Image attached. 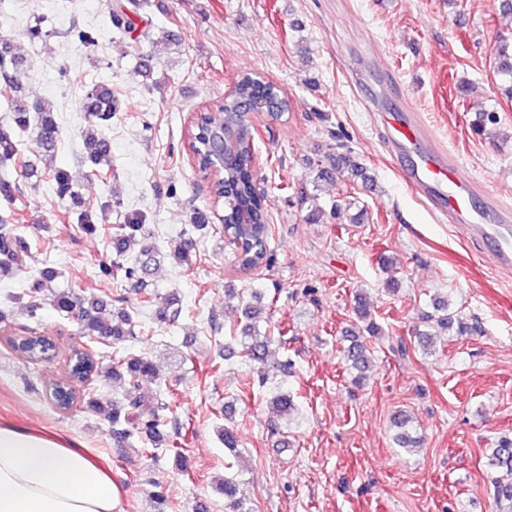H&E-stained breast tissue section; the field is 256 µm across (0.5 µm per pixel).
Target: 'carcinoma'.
I'll list each match as a JSON object with an SVG mask.
<instances>
[{
    "label": "carcinoma",
    "instance_id": "cac0c4a2",
    "mask_svg": "<svg viewBox=\"0 0 512 512\" xmlns=\"http://www.w3.org/2000/svg\"><path fill=\"white\" fill-rule=\"evenodd\" d=\"M499 58L497 90L502 98L512 102V37H502L496 47ZM22 60L15 56L7 39L0 37V101L11 112L9 120L0 124V199L9 205L22 193L20 184L13 181L9 174L22 159L21 136L31 131L36 142L45 155L55 151L59 136L57 123L43 104L30 103L22 93ZM249 99H261L269 108L268 116L278 117L289 111L288 97L273 83L262 80L253 73L237 76L234 93L220 101L213 108L215 112L224 113V125L232 128L236 136V149L224 154L223 174L216 177L210 186V193L219 200L224 208L222 232L228 233L240 244L238 255L234 256L237 268L242 272L256 269L271 262L270 225L264 198L257 188L254 166L251 165L256 151L257 122L259 116L244 113L239 102ZM119 110V97L112 85L94 84L81 99V111L88 114V126L83 136V159L88 168L87 177L102 175L112 170V156L108 140L101 132L102 123L112 119V114ZM214 125L203 123L193 129L187 146L196 156L198 162L207 161L212 153ZM339 175L343 181L355 184L369 181L367 168L348 153L331 152L315 163V177L301 183L297 191L300 204H306L313 192L319 190L320 182L333 180ZM47 179L52 183L61 197L71 193L73 176L65 169L49 167ZM108 206H103L100 213L83 212L77 214V224L82 230L93 233L99 219L105 216ZM247 213L250 225L239 223L241 213ZM145 219L135 214L128 223L117 225L115 245L119 252L129 244L146 239ZM29 243L9 224L0 225V268L14 264L19 255L28 252ZM159 264L158 252L150 245H143L139 254L131 261L118 266L124 277L139 288L148 287ZM59 273L51 267L41 271L40 278L30 287L26 297L6 295L9 303L24 301L29 316L35 319L42 309V293L53 283ZM53 307L60 313L75 314L87 322L93 338L97 340L137 337L135 324L127 316L119 322L113 321L108 312V303L98 296L85 298L72 288H59L51 293ZM265 294L256 289L250 299L239 301L241 318L230 330V342L224 344L225 356L240 354L246 361L262 369L260 382L264 383L269 373L284 371L288 361L275 357L273 340L260 332L256 319L264 309ZM354 314L361 323L358 330H350V344L346 348V357L352 367L360 373L365 372L373 361L368 344L360 336H376L380 328L372 318L370 303L364 295H359L354 303ZM435 313L426 316V321L441 329L456 328L458 335L471 334L475 328L467 323L461 312L450 307L448 300L438 298L434 302ZM182 313L179 300L168 297L156 308V319L169 326L175 325ZM31 345L20 346V339L4 336L5 343L11 350L23 354L28 360L38 363L49 361L54 357L55 344L48 336H38L29 330ZM80 361V367L74 369L67 364L64 380L71 381L67 387V400L59 406L61 410L78 408L104 417L112 426V434L119 441L134 436H143L149 440L160 438L161 426L164 425L162 404L156 395L141 391V382L156 374L152 360L129 351L113 354L110 363L98 359V353L89 349L77 350L72 355ZM120 381L135 391L120 401H103L93 394L92 385L96 382L108 384ZM273 414L279 419L290 418L297 410L294 396L286 391L274 394L270 399ZM409 420L401 415L393 417L392 426L396 430L395 441L400 448H415L421 438L414 436L408 429ZM485 467L493 474L491 482L496 503L503 502L512 506V439L504 437L497 442L486 455ZM220 490L224 494L225 505L232 512H241L244 508L238 485L231 479H224Z\"/></svg>",
    "mask_w": 512,
    "mask_h": 512
}]
</instances>
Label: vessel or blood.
Returning <instances> with one entry per match:
<instances>
[{
	"instance_id": "vessel-or-blood-1",
	"label": "vessel or blood",
	"mask_w": 512,
	"mask_h": 512,
	"mask_svg": "<svg viewBox=\"0 0 512 512\" xmlns=\"http://www.w3.org/2000/svg\"><path fill=\"white\" fill-rule=\"evenodd\" d=\"M376 125L407 188L495 268L511 270L512 210L462 175L457 157L435 142L410 105L378 109Z\"/></svg>"
}]
</instances>
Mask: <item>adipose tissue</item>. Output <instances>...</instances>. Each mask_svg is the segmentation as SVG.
Returning a JSON list of instances; mask_svg holds the SVG:
<instances>
[{
	"instance_id": "adipose-tissue-1",
	"label": "adipose tissue",
	"mask_w": 512,
	"mask_h": 512,
	"mask_svg": "<svg viewBox=\"0 0 512 512\" xmlns=\"http://www.w3.org/2000/svg\"><path fill=\"white\" fill-rule=\"evenodd\" d=\"M0 512H112V477L51 432L0 424Z\"/></svg>"
}]
</instances>
